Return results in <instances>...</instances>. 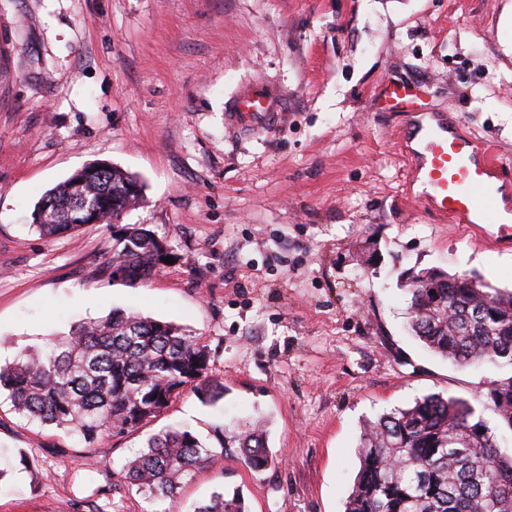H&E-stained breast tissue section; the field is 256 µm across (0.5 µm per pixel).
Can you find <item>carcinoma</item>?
<instances>
[{
	"instance_id": "cac0c4a2",
	"label": "carcinoma",
	"mask_w": 512,
	"mask_h": 512,
	"mask_svg": "<svg viewBox=\"0 0 512 512\" xmlns=\"http://www.w3.org/2000/svg\"><path fill=\"white\" fill-rule=\"evenodd\" d=\"M134 175L89 163L48 190L32 212L45 237H64L83 224L112 221L142 199ZM172 256L141 224L119 226L107 269L114 279L148 283ZM409 327L423 347L462 367L492 363L512 370V291L488 288L473 274L455 273L438 288H409ZM493 304L486 321L476 303ZM452 314V323L445 321ZM210 353L181 326L114 309L83 321L44 349L0 366V390L23 420L76 435L95 446L159 417L186 389L216 403L224 384L208 378ZM483 404L512 430V374L488 383ZM255 468L271 459L265 433L224 440ZM215 456V448L185 428L164 427L121 470L125 483L154 498L174 500L183 484ZM360 468L345 512H512V455L498 450L491 429L469 400L432 393L364 424ZM193 512H246L241 499L215 493Z\"/></svg>"
}]
</instances>
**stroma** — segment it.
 <instances>
[{"label": "stroma", "instance_id": "obj_1", "mask_svg": "<svg viewBox=\"0 0 512 512\" xmlns=\"http://www.w3.org/2000/svg\"><path fill=\"white\" fill-rule=\"evenodd\" d=\"M253 79L287 91L285 115L239 134L225 108ZM392 79L512 165V0H0V363L120 308L201 336L224 385L90 450L0 404V512H186L216 491L344 512L365 421L432 392L478 404L498 371L424 349L405 281L438 268L512 290V247L413 198L405 119L379 104ZM96 161L143 182L120 221L176 255L148 284L110 278V228L30 227ZM260 417L261 471L225 451L176 503L117 477L164 426L207 440Z\"/></svg>", "mask_w": 512, "mask_h": 512}]
</instances>
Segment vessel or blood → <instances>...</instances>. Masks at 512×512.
<instances>
[{"label": "vessel or blood", "mask_w": 512, "mask_h": 512, "mask_svg": "<svg viewBox=\"0 0 512 512\" xmlns=\"http://www.w3.org/2000/svg\"><path fill=\"white\" fill-rule=\"evenodd\" d=\"M383 97L406 118L411 180L419 185L420 198L453 223L478 233L486 246H511L512 219H501L498 206L503 165L489 146L421 111L412 89L403 83H389ZM284 110L282 94L256 83L236 94L224 119L246 134L276 127Z\"/></svg>", "instance_id": "b4317fda"}]
</instances>
